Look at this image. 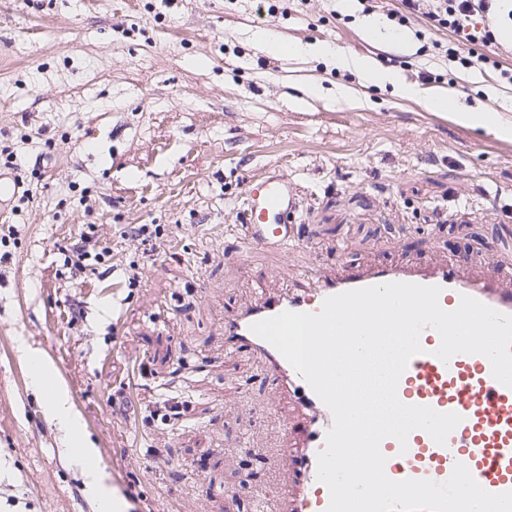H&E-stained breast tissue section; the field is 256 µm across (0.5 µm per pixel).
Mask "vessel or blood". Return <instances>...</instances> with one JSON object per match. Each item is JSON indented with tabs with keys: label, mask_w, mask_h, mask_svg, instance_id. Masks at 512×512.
<instances>
[{
	"label": "vessel or blood",
	"mask_w": 512,
	"mask_h": 512,
	"mask_svg": "<svg viewBox=\"0 0 512 512\" xmlns=\"http://www.w3.org/2000/svg\"><path fill=\"white\" fill-rule=\"evenodd\" d=\"M240 227L245 243L254 247L285 250L307 245L298 191L291 179L285 175L250 178L244 189ZM390 282L440 287L439 303L447 311L455 310L467 295L512 315V268L495 264L488 273L477 275L462 259L342 266L328 275L313 269L303 287L264 293L241 306L224 321V347L251 353L262 361L275 383L266 405L284 399L291 404L293 416L284 422L288 450L282 464L299 474L293 498L261 504L259 512H326L330 493L317 479V459L333 416L286 359L251 332V325L285 311L316 313L327 297ZM420 342L422 353L410 360L399 379L400 401L454 412L462 421L442 445L422 430L411 432L404 447L394 438L384 439L380 449L387 458L386 475L395 481L442 482L460 462L486 491H512V388L493 377L491 363L484 356L459 354L447 363L438 359L434 351L440 337L435 330H424Z\"/></svg>",
	"instance_id": "b4317fda"
}]
</instances>
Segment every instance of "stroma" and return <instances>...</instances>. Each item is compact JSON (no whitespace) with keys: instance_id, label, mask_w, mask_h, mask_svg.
Returning <instances> with one entry per match:
<instances>
[{"instance_id":"obj_1","label":"stroma","mask_w":512,"mask_h":512,"mask_svg":"<svg viewBox=\"0 0 512 512\" xmlns=\"http://www.w3.org/2000/svg\"><path fill=\"white\" fill-rule=\"evenodd\" d=\"M398 6L0 0V172L29 194L0 214V512H95L21 345L66 381L128 512H221L227 498L255 512L282 485L280 430L261 403L273 381L225 352L224 318L256 284L435 255L477 272L512 265V141L425 104L443 92L511 119L512 84L480 63L457 68L441 49L449 32L422 15L399 50ZM264 32L391 65L420 93L329 56L273 53ZM311 85L321 98L306 97ZM340 87L349 104L335 102ZM275 171L300 191L312 248L238 235L246 180ZM135 224L160 235L125 237ZM88 231L103 261L75 276L62 249ZM171 397L184 413L174 427L160 418ZM245 438L266 457L243 456Z\"/></svg>"}]
</instances>
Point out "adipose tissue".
Instances as JSON below:
<instances>
[{"label": "adipose tissue", "mask_w": 512, "mask_h": 512, "mask_svg": "<svg viewBox=\"0 0 512 512\" xmlns=\"http://www.w3.org/2000/svg\"><path fill=\"white\" fill-rule=\"evenodd\" d=\"M264 41L271 49L281 54L335 55L337 64L355 68L366 81L396 86L405 95L416 92L414 86L402 83L394 73L378 69L373 61L348 57L344 53L334 52L330 46L287 45L269 34L265 35ZM426 106L433 112L454 113L461 125L486 130L504 140L512 139V122L503 119L499 113L459 105L450 95L428 99ZM21 353L29 369L33 388L39 392L45 390L49 393L47 408L58 428L69 439L83 435V424L74 409L69 389L63 381L56 379L52 362L40 351L26 345L22 346ZM95 455L94 447L84 445L79 456L83 481L97 504V512H113V492L108 483V475L100 464L95 463Z\"/></svg>", "instance_id": "1"}]
</instances>
